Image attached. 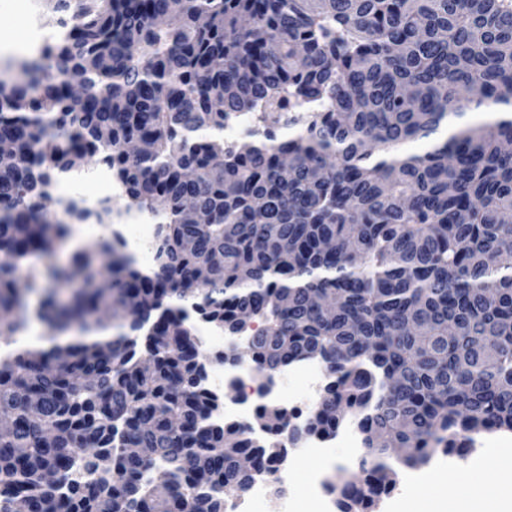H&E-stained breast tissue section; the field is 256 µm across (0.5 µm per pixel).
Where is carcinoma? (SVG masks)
Returning <instances> with one entry per match:
<instances>
[{
    "instance_id": "carcinoma-1",
    "label": "carcinoma",
    "mask_w": 512,
    "mask_h": 512,
    "mask_svg": "<svg viewBox=\"0 0 512 512\" xmlns=\"http://www.w3.org/2000/svg\"><path fill=\"white\" fill-rule=\"evenodd\" d=\"M52 2L65 36L0 67V344L35 288L52 342L0 353V512H224L348 420L363 454L328 489L374 512L395 467L512 431V0ZM94 156L158 218L153 271L101 237L20 290L85 219L47 221L56 177ZM189 310L227 336L250 314L224 361L260 379L320 363L306 418L217 420Z\"/></svg>"
}]
</instances>
